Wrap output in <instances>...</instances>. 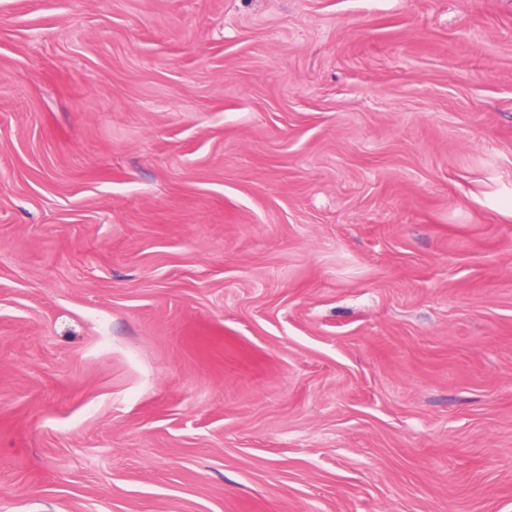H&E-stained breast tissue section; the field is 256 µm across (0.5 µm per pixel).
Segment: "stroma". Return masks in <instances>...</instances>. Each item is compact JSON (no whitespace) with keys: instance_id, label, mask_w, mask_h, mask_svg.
Wrapping results in <instances>:
<instances>
[{"instance_id":"1","label":"stroma","mask_w":512,"mask_h":512,"mask_svg":"<svg viewBox=\"0 0 512 512\" xmlns=\"http://www.w3.org/2000/svg\"><path fill=\"white\" fill-rule=\"evenodd\" d=\"M0 512H512V0H0Z\"/></svg>"}]
</instances>
